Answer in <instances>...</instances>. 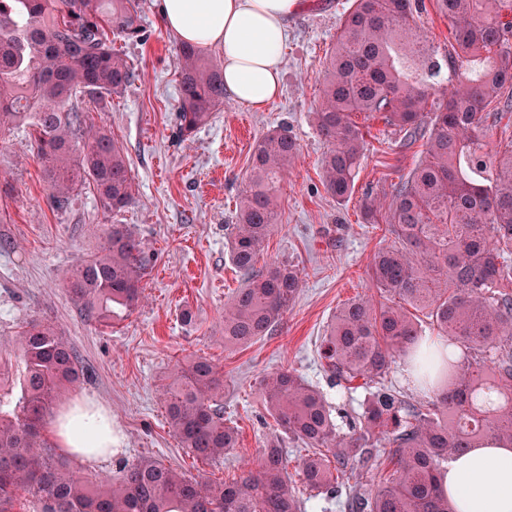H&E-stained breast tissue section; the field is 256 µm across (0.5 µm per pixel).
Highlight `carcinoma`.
I'll list each match as a JSON object with an SVG mask.
<instances>
[{
    "instance_id": "1",
    "label": "carcinoma",
    "mask_w": 512,
    "mask_h": 512,
    "mask_svg": "<svg viewBox=\"0 0 512 512\" xmlns=\"http://www.w3.org/2000/svg\"><path fill=\"white\" fill-rule=\"evenodd\" d=\"M454 41L439 59L418 27L422 0H352L330 51L313 119L327 144L322 178L344 202L353 194L365 133L352 119L380 115L403 133L400 147L425 149L383 205L370 194L368 224L384 221L383 244L368 262L379 299L359 297L332 316L319 350L332 384L365 393L362 412L337 423L332 402L296 370L260 382L282 437L230 482L187 477L142 456L98 483L76 475L56 451L54 407L83 376L76 351L51 323L28 321L16 336L20 396L0 398V512L17 495L38 512H305L288 471L286 440L309 451L301 483L339 512H454L442 472L455 455L495 440L512 447V144L490 145L488 119L512 115V0H435ZM142 32L137 0H0V133L22 125L56 211L88 183L101 207L136 201L122 146L90 122L78 103L103 108L134 79L117 35ZM177 134L183 139L224 105V71L191 44L180 46ZM300 152L286 129L260 138L247 187L228 233L244 285L224 304V345L247 346L277 331L302 287L288 262L256 267L276 224L280 182ZM150 255L125 224L109 228L103 249L67 270L65 286L86 321L133 309ZM427 311L438 331L468 350L461 361L425 342L409 308ZM410 365L425 404L381 380L397 361ZM163 388L167 423L196 458L219 462L238 435L224 420V375L204 357L176 362ZM393 472L364 493L349 485Z\"/></svg>"
}]
</instances>
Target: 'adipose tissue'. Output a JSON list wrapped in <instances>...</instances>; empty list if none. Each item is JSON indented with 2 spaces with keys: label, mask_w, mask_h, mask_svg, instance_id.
<instances>
[{
  "label": "adipose tissue",
  "mask_w": 512,
  "mask_h": 512,
  "mask_svg": "<svg viewBox=\"0 0 512 512\" xmlns=\"http://www.w3.org/2000/svg\"><path fill=\"white\" fill-rule=\"evenodd\" d=\"M304 0H159L162 20L179 42L223 55L224 91L253 111L279 95L282 47ZM58 448L87 464L120 453L112 415L86 397L67 402L52 425ZM456 512H512V448L486 441L453 458L444 475Z\"/></svg>",
  "instance_id": "adipose-tissue-1"
}]
</instances>
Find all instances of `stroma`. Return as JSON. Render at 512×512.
<instances>
[{
  "label": "stroma",
  "mask_w": 512,
  "mask_h": 512,
  "mask_svg": "<svg viewBox=\"0 0 512 512\" xmlns=\"http://www.w3.org/2000/svg\"><path fill=\"white\" fill-rule=\"evenodd\" d=\"M140 40L115 39L136 76L106 108L82 103L97 126L123 145L137 200L109 214L92 186L76 191L67 210H53L34 146L24 130L0 137V369L18 379L11 340L29 319L50 320L74 346L85 379L80 394L112 412L123 451L120 460L94 468L76 464L79 476L112 477L119 461L152 456L188 476L230 479L253 464L277 426L262 401V377L295 368L334 405L356 415L362 393L340 398L319 364L326 326L347 300L370 292L367 264L383 237L365 223L367 189H390L411 170L423 146L400 150L398 128L379 117L356 115L366 149L352 196L338 203L322 184L326 149L312 113L326 55L351 0H311L292 21L283 50L281 94L265 111L232 99L187 140L176 135L178 41L165 28L156 0H139ZM287 127L299 157L282 184L278 229L261 262L297 265L303 288L275 335L251 345L224 344V305L243 285L229 260L227 226L234 223L246 186L254 143ZM113 224L128 225L152 257L143 294L130 311L115 308L106 323L86 322L64 287L65 272L96 252ZM191 313L184 323L183 313ZM211 360L224 373V415L239 445L223 462L192 458L166 423L162 387L176 361Z\"/></svg>",
  "instance_id": "1"
}]
</instances>
